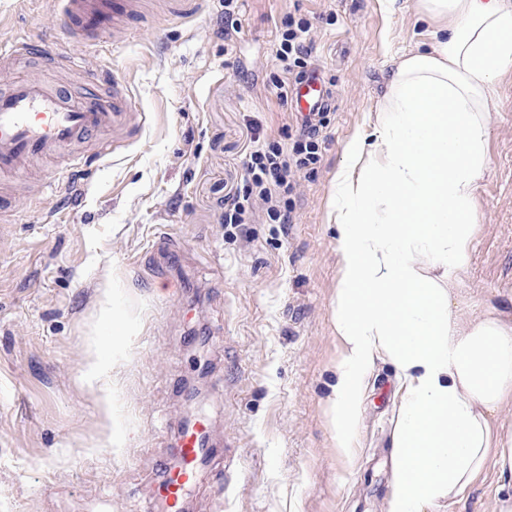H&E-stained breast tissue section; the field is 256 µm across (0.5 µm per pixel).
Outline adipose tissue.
I'll return each mask as SVG.
<instances>
[{"instance_id":"ef3b65f1","label":"adipose tissue","mask_w":512,"mask_h":512,"mask_svg":"<svg viewBox=\"0 0 512 512\" xmlns=\"http://www.w3.org/2000/svg\"><path fill=\"white\" fill-rule=\"evenodd\" d=\"M429 51L398 56L371 135H352L332 183L342 344L328 403L332 444L353 467L376 357L403 389L387 512H425L493 463L512 477V323L498 309L461 323L475 196L488 164L489 104L512 70V0H418Z\"/></svg>"}]
</instances>
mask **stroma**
<instances>
[{
  "label": "stroma",
  "mask_w": 512,
  "mask_h": 512,
  "mask_svg": "<svg viewBox=\"0 0 512 512\" xmlns=\"http://www.w3.org/2000/svg\"><path fill=\"white\" fill-rule=\"evenodd\" d=\"M231 41L224 0L156 18L99 59L130 76L139 109L90 173L59 157L15 181L0 207V512H159L186 418L217 450L189 512H386L402 392L386 358L369 376L352 470L326 409L341 344L330 182L343 146L371 133L392 56L428 50L431 28L405 0H240ZM299 10L317 28L328 91L320 160L301 175L292 224L225 229L256 137H279L292 105L268 86L275 24ZM0 28L60 49L71 33L43 0H0ZM80 94L87 75L19 59ZM489 164L460 289L462 321L512 319V71L490 102ZM73 184L72 199L59 193ZM512 479L487 466L434 512H501Z\"/></svg>",
  "instance_id": "obj_1"
}]
</instances>
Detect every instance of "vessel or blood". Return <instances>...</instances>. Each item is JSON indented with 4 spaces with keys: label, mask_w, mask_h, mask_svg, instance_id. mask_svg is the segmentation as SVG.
Wrapping results in <instances>:
<instances>
[{
    "label": "vessel or blood",
    "mask_w": 512,
    "mask_h": 512,
    "mask_svg": "<svg viewBox=\"0 0 512 512\" xmlns=\"http://www.w3.org/2000/svg\"><path fill=\"white\" fill-rule=\"evenodd\" d=\"M47 5L67 20L79 49L62 56L19 38L8 51L0 52V177L19 174L38 160L70 149L91 132L126 125L134 110L123 72L110 68L93 74L76 99L39 80L13 77L11 59L30 54L49 63L63 59L72 67L85 68L83 46L106 37L122 41L130 20L139 15L140 0H47ZM322 97V79L316 71L292 94L296 110L303 113L319 111ZM208 435L209 427L201 421L182 430L177 442L180 464L168 472L164 483L167 512H183Z\"/></svg>",
    "instance_id": "b4317fda"
}]
</instances>
